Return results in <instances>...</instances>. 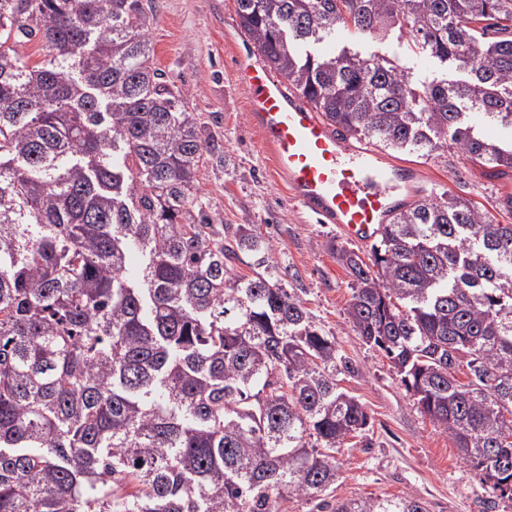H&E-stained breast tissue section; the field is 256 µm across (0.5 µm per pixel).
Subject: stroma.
I'll use <instances>...</instances> for the list:
<instances>
[{"label":"stroma","mask_w":512,"mask_h":512,"mask_svg":"<svg viewBox=\"0 0 512 512\" xmlns=\"http://www.w3.org/2000/svg\"><path fill=\"white\" fill-rule=\"evenodd\" d=\"M150 18L154 68L188 90L189 112L214 140L200 171L204 210L218 224L250 225L269 242L268 262L284 288L303 300L311 321L350 363L336 372L339 386L370 416L366 436L342 450L341 474L327 501L411 493L428 512H512V501L492 496L454 440L420 412L391 362L351 324L352 279L336 250L363 245L339 225L317 222L298 208L276 174L250 122L247 93L235 79V49L242 42L235 0H151ZM384 158L420 170L436 193L471 199L494 221L512 224L506 208L512 172L497 174L454 148L428 158L388 151Z\"/></svg>","instance_id":"1"}]
</instances>
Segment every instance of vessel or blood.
Returning <instances> with one entry per match:
<instances>
[{
	"instance_id": "1",
	"label": "vessel or blood",
	"mask_w": 512,
	"mask_h": 512,
	"mask_svg": "<svg viewBox=\"0 0 512 512\" xmlns=\"http://www.w3.org/2000/svg\"><path fill=\"white\" fill-rule=\"evenodd\" d=\"M235 77L293 200L349 237L372 241L399 204L397 170L381 163L371 143L339 136L305 97L272 77L256 52H236Z\"/></svg>"
}]
</instances>
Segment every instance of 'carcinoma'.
<instances>
[{
    "mask_svg": "<svg viewBox=\"0 0 512 512\" xmlns=\"http://www.w3.org/2000/svg\"><path fill=\"white\" fill-rule=\"evenodd\" d=\"M235 4L338 134L512 170V142L468 121L512 130V0ZM149 26L143 0H0V512H289L369 430L266 240L196 207L210 143L151 66ZM394 32L437 74L366 49ZM36 36L47 60L30 65ZM337 260L358 335L512 500V224L446 194ZM330 512L428 510L406 494Z\"/></svg>",
    "mask_w": 512,
    "mask_h": 512,
    "instance_id": "cac0c4a2",
    "label": "carcinoma"
}]
</instances>
